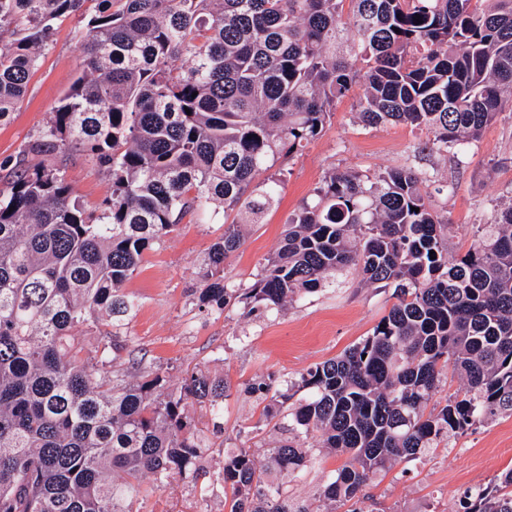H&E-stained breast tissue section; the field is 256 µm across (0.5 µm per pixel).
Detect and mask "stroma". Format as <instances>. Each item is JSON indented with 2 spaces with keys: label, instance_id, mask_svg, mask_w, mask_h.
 Returning a JSON list of instances; mask_svg holds the SVG:
<instances>
[{
  "label": "stroma",
  "instance_id": "35a3bbf8",
  "mask_svg": "<svg viewBox=\"0 0 512 512\" xmlns=\"http://www.w3.org/2000/svg\"><path fill=\"white\" fill-rule=\"evenodd\" d=\"M79 24H57L50 44L30 78L24 100L9 124L0 126V163L19 160L27 142L46 124L82 69ZM354 98L337 102L319 135L302 151L281 157L280 200L261 223L246 225L243 244L224 263L234 284L251 286L264 259L283 238L291 215L309 200L332 170L373 176L390 168H411L438 180L431 205L448 216L449 258L466 253L478 225L492 222L500 202L512 197V115L501 114L483 128L465 152L421 155L427 132L409 125L369 127L356 117ZM67 180L83 205L96 209L112 192L104 170L83 157L66 164ZM224 227L186 217L176 230L145 251L125 290L136 309L122 329L125 342L114 364L129 359L165 373L178 385L185 370L198 368L223 376L231 386L224 403V433L209 436L215 452L205 465L220 467L218 448H270L278 434L263 429V405L247 393L252 380L274 376L297 382L315 364L339 356L370 336L393 303L392 291L360 283L356 271L279 309L249 311L230 303L223 313L199 312L193 290L213 243ZM342 456L314 450L307 468L288 476L296 502H312ZM512 469V415L501 414L428 449L419 459L402 462L370 476L364 489L365 512H462L466 490L490 485ZM199 495L187 485L159 490L145 498L141 512H199Z\"/></svg>",
  "mask_w": 512,
  "mask_h": 512
}]
</instances>
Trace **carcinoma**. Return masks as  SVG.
Wrapping results in <instances>:
<instances>
[{"label": "carcinoma", "mask_w": 512, "mask_h": 512, "mask_svg": "<svg viewBox=\"0 0 512 512\" xmlns=\"http://www.w3.org/2000/svg\"><path fill=\"white\" fill-rule=\"evenodd\" d=\"M0 0V125L10 121L56 21L82 18L83 68L19 160L0 178V512H140L175 483L197 487L213 451L191 409L224 433L221 376L191 371L180 387L137 363L108 371L135 308L124 292L151 246L188 215L237 214L208 254L201 312L231 301L280 308L336 285L351 267L393 288L373 333L266 402L276 446L226 448L200 499L224 512L358 508L373 472L437 441L512 414V202L460 258L448 219L410 169L371 177L332 171L290 218L259 278L240 288L224 262L258 224L281 180L267 172L357 100L368 126L428 131L459 149L512 112V0ZM349 7H344V3ZM366 67L358 69V59ZM112 177L97 210L73 194L59 155ZM107 322L86 345L72 330ZM466 391L433 402L448 367ZM305 390L291 402L293 388ZM346 456L314 504L270 479L309 462L302 437ZM264 452L265 464L257 459ZM463 512H512V469L465 494Z\"/></svg>", "instance_id": "1"}]
</instances>
